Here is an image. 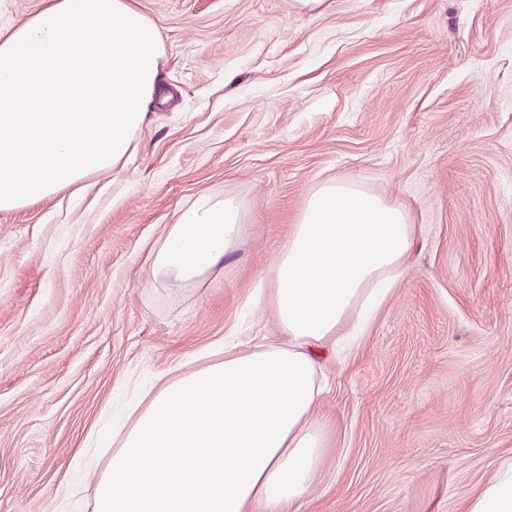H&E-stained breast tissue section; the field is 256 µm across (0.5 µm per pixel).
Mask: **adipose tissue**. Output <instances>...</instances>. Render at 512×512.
Segmentation results:
<instances>
[{
  "mask_svg": "<svg viewBox=\"0 0 512 512\" xmlns=\"http://www.w3.org/2000/svg\"><path fill=\"white\" fill-rule=\"evenodd\" d=\"M162 58L133 0H43L0 30V214L115 169L164 94ZM247 230L237 202L202 195L167 228L149 275L203 286ZM417 237L404 208L355 184L315 189L253 296L272 305L278 339L224 342L138 390L112 425L93 512H293L324 479L328 358L352 349L409 274ZM464 512H512L511 461Z\"/></svg>",
  "mask_w": 512,
  "mask_h": 512,
  "instance_id": "obj_1",
  "label": "adipose tissue"
}]
</instances>
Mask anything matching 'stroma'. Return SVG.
Here are the masks:
<instances>
[{
	"mask_svg": "<svg viewBox=\"0 0 512 512\" xmlns=\"http://www.w3.org/2000/svg\"><path fill=\"white\" fill-rule=\"evenodd\" d=\"M158 102L114 170L0 215V512L58 491L127 381L278 334L247 299L329 179L402 206L414 265L317 409L334 446L300 512H462L512 459V0H134ZM203 193L248 233L198 289L148 276Z\"/></svg>",
	"mask_w": 512,
	"mask_h": 512,
	"instance_id": "stroma-1",
	"label": "stroma"
}]
</instances>
